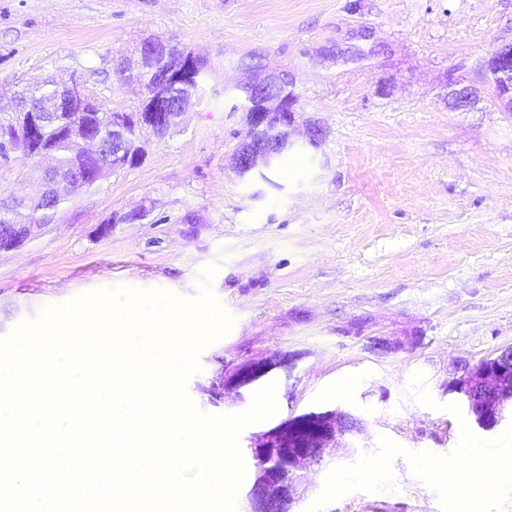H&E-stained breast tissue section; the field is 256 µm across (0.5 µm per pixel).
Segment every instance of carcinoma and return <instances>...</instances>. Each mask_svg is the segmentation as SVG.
Wrapping results in <instances>:
<instances>
[{
	"mask_svg": "<svg viewBox=\"0 0 512 512\" xmlns=\"http://www.w3.org/2000/svg\"><path fill=\"white\" fill-rule=\"evenodd\" d=\"M144 65L151 68V71L136 75L143 93L161 89V81L169 63L160 54L152 62H144ZM23 94L45 115L37 145L28 142L19 115L0 117V128L8 127L17 149L37 166L53 173L60 182L76 180V168L84 165L83 158L89 152L88 140L91 138L97 139L111 156L123 157L130 152L143 154L144 131L136 121L137 113H121L122 123L117 129L112 120L114 112L104 109L91 97L82 105L80 112H58L53 104L57 87L37 83L24 88ZM47 195V187L42 183L34 193L19 200H0V226L10 224L22 227L48 223L68 199L54 197L49 200Z\"/></svg>",
	"mask_w": 512,
	"mask_h": 512,
	"instance_id": "cac0c4a2",
	"label": "carcinoma"
}]
</instances>
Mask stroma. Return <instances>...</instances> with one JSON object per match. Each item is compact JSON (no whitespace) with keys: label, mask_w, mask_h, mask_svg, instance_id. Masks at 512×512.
Returning <instances> with one entry per match:
<instances>
[{"label":"stroma","mask_w":512,"mask_h":512,"mask_svg":"<svg viewBox=\"0 0 512 512\" xmlns=\"http://www.w3.org/2000/svg\"><path fill=\"white\" fill-rule=\"evenodd\" d=\"M160 39L204 62L173 132L0 251V339L50 308L118 288L214 297L229 330L203 345L186 393L208 416L276 412L238 435L244 512L254 435L342 409L364 423L291 512H512V485L468 490L427 462L512 464V423L485 432L443 388L456 361L512 346V113L486 69L512 42V0H0V109L24 85L74 78L104 108L137 111L117 70ZM287 78L305 138L249 176L238 88ZM473 86L465 111L448 84ZM419 337L417 346L407 338ZM403 341L388 355L373 338ZM291 360L212 400L226 369Z\"/></svg>","instance_id":"35a3bbf8"}]
</instances>
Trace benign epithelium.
<instances>
[{
    "instance_id": "1",
    "label": "benign epithelium",
    "mask_w": 512,
    "mask_h": 512,
    "mask_svg": "<svg viewBox=\"0 0 512 512\" xmlns=\"http://www.w3.org/2000/svg\"><path fill=\"white\" fill-rule=\"evenodd\" d=\"M492 67L503 85L512 86V44L504 43L492 56ZM199 64L193 56L177 57V64L167 71L173 87L182 90L175 102L178 115H183L191 101L187 91L196 78ZM274 80L254 81L242 87L243 108L247 116V133L233 155L234 168L247 175L269 163L273 155L292 145L291 130L296 116L288 115V103L274 91ZM85 89L71 83L60 87L57 104L70 111L80 106ZM476 90L455 82L448 91V104L456 111H466L474 103ZM168 95L149 104L146 125L155 134L171 130L167 114ZM89 157L100 169L125 166L115 157L103 153L98 146L91 148ZM370 349L385 355L403 349V343L375 338ZM283 360L272 358L235 367L211 388L219 398L226 391L241 393L273 368L282 366ZM445 393L453 396L464 407L474 425L491 431L512 418V346L488 355L475 363L468 361L455 368L445 386ZM360 420L352 413L341 410L312 412L306 418H289L275 427L255 435L252 447L258 449L255 480L247 491L250 512H289L306 485L307 471L326 463L330 450L341 446L350 435L359 432Z\"/></svg>"
}]
</instances>
